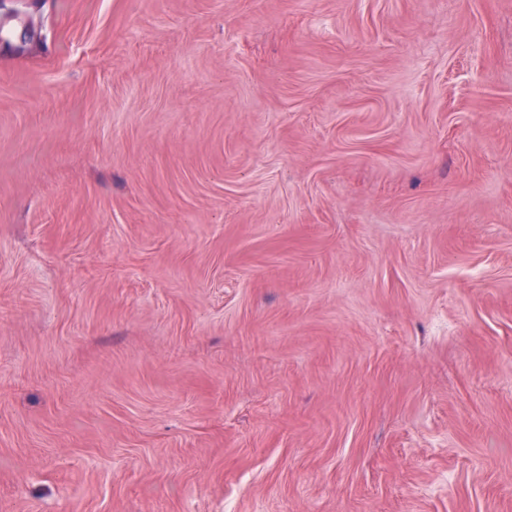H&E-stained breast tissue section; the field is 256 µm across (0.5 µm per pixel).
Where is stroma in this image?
<instances>
[{
  "mask_svg": "<svg viewBox=\"0 0 512 512\" xmlns=\"http://www.w3.org/2000/svg\"><path fill=\"white\" fill-rule=\"evenodd\" d=\"M41 16L0 512H512V0Z\"/></svg>",
  "mask_w": 512,
  "mask_h": 512,
  "instance_id": "stroma-1",
  "label": "stroma"
}]
</instances>
